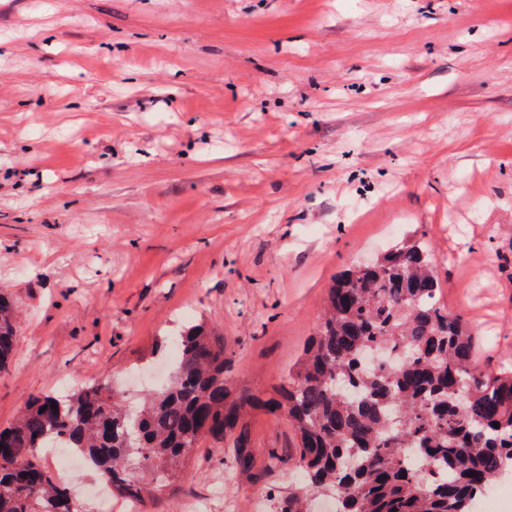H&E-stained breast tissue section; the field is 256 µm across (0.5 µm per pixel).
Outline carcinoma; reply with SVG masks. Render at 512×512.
<instances>
[{"mask_svg":"<svg viewBox=\"0 0 512 512\" xmlns=\"http://www.w3.org/2000/svg\"><path fill=\"white\" fill-rule=\"evenodd\" d=\"M13 313L1 293L0 370L13 354ZM177 345L168 379L129 406L106 374L65 398H29L0 430V512H80L42 460L57 439L112 493L137 499L173 482L205 437L224 441L238 422V407L224 404V337L193 325ZM380 347L401 362L362 368ZM474 347L469 322L443 302L425 243L340 274L292 383L268 402L288 412L298 438L301 482L280 512H311L334 487L337 512H470L512 470V370L488 374Z\"/></svg>","mask_w":512,"mask_h":512,"instance_id":"obj_1","label":"carcinoma"}]
</instances>
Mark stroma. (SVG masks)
I'll return each instance as SVG.
<instances>
[{
	"instance_id": "35a3bbf8",
	"label": "stroma",
	"mask_w": 512,
	"mask_h": 512,
	"mask_svg": "<svg viewBox=\"0 0 512 512\" xmlns=\"http://www.w3.org/2000/svg\"><path fill=\"white\" fill-rule=\"evenodd\" d=\"M409 238L512 366V0H0V429L105 373L135 396L201 321L253 399L251 465L204 438L142 512H277L266 403L333 278ZM14 307L11 300L0 294V371L6 369L14 349L12 325Z\"/></svg>"
}]
</instances>
